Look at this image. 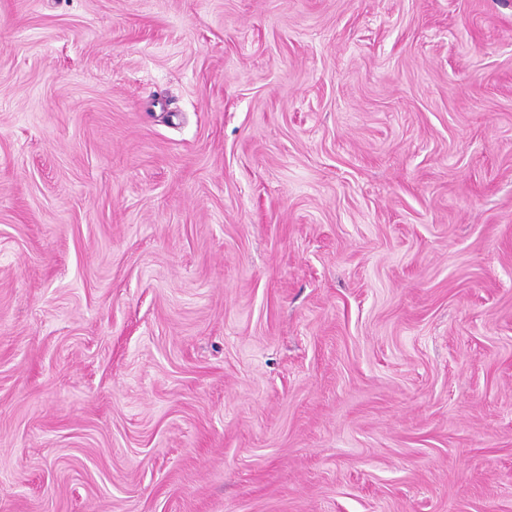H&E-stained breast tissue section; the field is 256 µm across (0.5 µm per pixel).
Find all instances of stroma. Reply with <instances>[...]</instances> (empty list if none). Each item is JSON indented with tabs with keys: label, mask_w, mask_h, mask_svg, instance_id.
<instances>
[{
	"label": "stroma",
	"mask_w": 512,
	"mask_h": 512,
	"mask_svg": "<svg viewBox=\"0 0 512 512\" xmlns=\"http://www.w3.org/2000/svg\"><path fill=\"white\" fill-rule=\"evenodd\" d=\"M0 512H512V0H0Z\"/></svg>",
	"instance_id": "obj_1"
}]
</instances>
